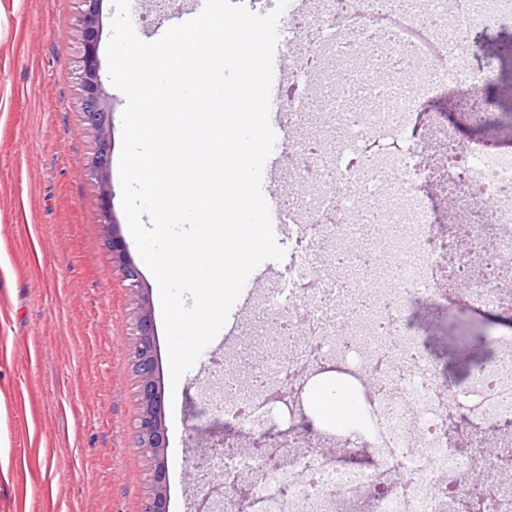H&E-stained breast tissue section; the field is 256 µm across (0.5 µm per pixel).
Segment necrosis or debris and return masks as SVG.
<instances>
[{
    "mask_svg": "<svg viewBox=\"0 0 512 512\" xmlns=\"http://www.w3.org/2000/svg\"><path fill=\"white\" fill-rule=\"evenodd\" d=\"M378 0H317L289 7L287 28L305 54L287 84L304 132L290 169L291 204L303 243L290 272L286 352L253 362L248 386L224 380L217 402L235 421L258 411L301 409L311 379L334 368L363 385L375 432L347 438L373 449L370 466L331 465L320 448L224 454V484L246 480L264 512H444L449 486L487 465L486 445H450L458 419L512 429V339L490 340L492 357L467 388L442 379L408 327L411 306L450 301L512 306V150L459 152L443 176L466 216L441 225L417 164L416 115L463 84L481 117L486 70L468 71L470 29L512 12V0H422L418 12L380 16ZM446 260L447 278L430 272Z\"/></svg>",
    "mask_w": 512,
    "mask_h": 512,
    "instance_id": "obj_1",
    "label": "necrosis or debris"
}]
</instances>
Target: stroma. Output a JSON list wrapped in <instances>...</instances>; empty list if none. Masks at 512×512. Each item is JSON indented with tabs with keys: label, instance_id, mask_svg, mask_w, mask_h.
<instances>
[{
	"label": "stroma",
	"instance_id": "stroma-1",
	"mask_svg": "<svg viewBox=\"0 0 512 512\" xmlns=\"http://www.w3.org/2000/svg\"><path fill=\"white\" fill-rule=\"evenodd\" d=\"M79 0H0V512H142L152 464L136 442L140 401L132 370L137 299L112 259L103 222L111 212L132 261L140 256L121 207L119 154L124 95L99 77L110 106L103 198L90 164L97 150L84 123L77 80ZM512 18L485 24L469 39L467 65H489L512 85ZM286 255L277 273L259 265L241 301L194 366L172 382L159 289L149 270L141 287L151 310L167 429L169 512H197L204 492L190 473L201 446L253 447L235 422L211 409L225 366L243 370L264 349L275 319L263 293L287 288L297 254L294 227L276 231ZM416 331L449 380L466 385L488 360L486 342L463 336L444 305H420ZM299 432L287 419L265 438L292 452L293 438L367 433L357 410L336 424L305 402Z\"/></svg>",
	"mask_w": 512,
	"mask_h": 512
}]
</instances>
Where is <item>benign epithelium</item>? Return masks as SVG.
Returning a JSON list of instances; mask_svg holds the SVG:
<instances>
[{
	"mask_svg": "<svg viewBox=\"0 0 512 512\" xmlns=\"http://www.w3.org/2000/svg\"><path fill=\"white\" fill-rule=\"evenodd\" d=\"M82 10L83 49L78 72L82 92L84 121L94 130L99 142L93 171L104 172L105 142L107 141L108 106L99 82L98 31L95 24L100 0H80ZM112 255L120 263L126 288L140 294V272L125 253L117 233H112ZM136 342L132 352L141 412L136 425L138 447L153 461L151 490L144 502L143 512H167L165 451L167 448L165 425L162 419L161 395L156 381V346L154 326L149 309L140 306L136 318Z\"/></svg>",
	"mask_w": 512,
	"mask_h": 512,
	"instance_id": "1",
	"label": "benign epithelium"
}]
</instances>
